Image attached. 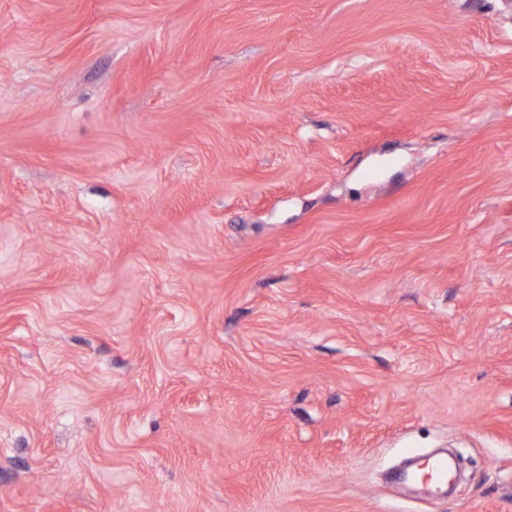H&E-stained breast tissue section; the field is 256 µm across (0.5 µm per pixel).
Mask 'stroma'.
<instances>
[{"label": "stroma", "mask_w": 512, "mask_h": 512, "mask_svg": "<svg viewBox=\"0 0 512 512\" xmlns=\"http://www.w3.org/2000/svg\"><path fill=\"white\" fill-rule=\"evenodd\" d=\"M0 512H512V5L0 0Z\"/></svg>", "instance_id": "35a3bbf8"}]
</instances>
